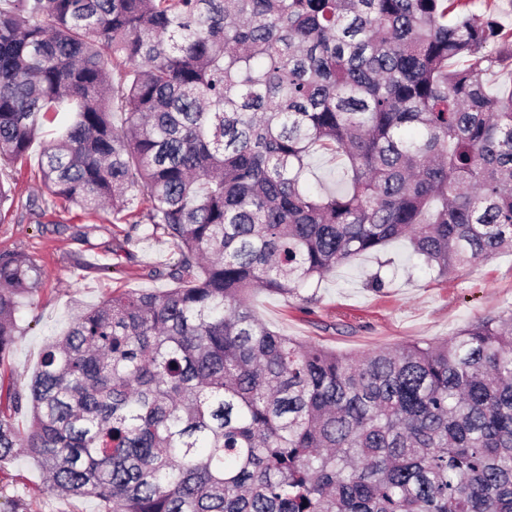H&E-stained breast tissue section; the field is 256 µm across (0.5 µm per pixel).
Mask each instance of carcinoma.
<instances>
[{
  "instance_id": "obj_1",
  "label": "carcinoma",
  "mask_w": 512,
  "mask_h": 512,
  "mask_svg": "<svg viewBox=\"0 0 512 512\" xmlns=\"http://www.w3.org/2000/svg\"><path fill=\"white\" fill-rule=\"evenodd\" d=\"M473 2L0 0V173L67 112L47 192L145 202L178 254L0 386V462L101 512H512V312L349 356L248 303L394 242L441 277L512 253V29ZM39 276L0 252L1 362ZM314 177H311L310 184L313 187L323 188L325 191L336 189L339 185L338 175L343 167L342 160H336L331 155L322 152L314 153L310 159Z\"/></svg>"
}]
</instances>
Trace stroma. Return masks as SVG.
Returning a JSON list of instances; mask_svg holds the SVG:
<instances>
[{
	"label": "stroma",
	"mask_w": 512,
	"mask_h": 512,
	"mask_svg": "<svg viewBox=\"0 0 512 512\" xmlns=\"http://www.w3.org/2000/svg\"><path fill=\"white\" fill-rule=\"evenodd\" d=\"M42 141H35L8 185L14 203L0 222V251L30 256L42 275L18 314L24 333L0 364V385L26 388L46 343L81 310L129 290H164L172 280L158 271L176 248L162 231L133 219L87 214L56 205L42 218L25 209L40 194ZM385 286H371L373 276ZM250 306L270 328L296 340L358 356L405 343L456 335L487 315L512 310V254L458 268L449 277L412 256L406 243L339 266L319 288L284 296L253 292ZM0 512H100L97 500L52 491L26 456L0 463Z\"/></svg>",
	"instance_id": "35a3bbf8"
}]
</instances>
